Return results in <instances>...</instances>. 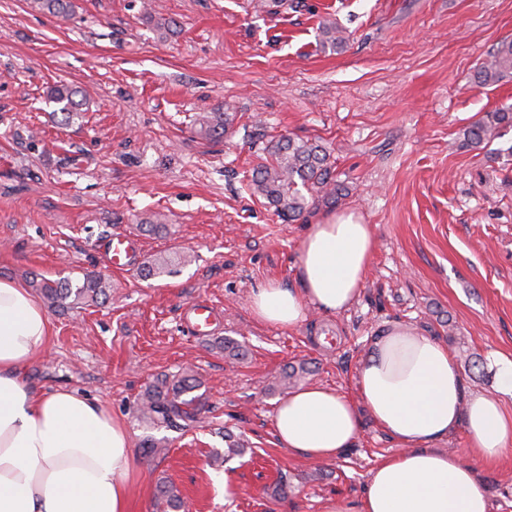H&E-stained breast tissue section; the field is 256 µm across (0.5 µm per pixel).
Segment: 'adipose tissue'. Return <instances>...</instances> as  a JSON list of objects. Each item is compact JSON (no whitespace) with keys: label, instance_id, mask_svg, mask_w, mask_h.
Masks as SVG:
<instances>
[{"label":"adipose tissue","instance_id":"obj_1","mask_svg":"<svg viewBox=\"0 0 512 512\" xmlns=\"http://www.w3.org/2000/svg\"><path fill=\"white\" fill-rule=\"evenodd\" d=\"M375 246L372 225L339 214L309 225L299 244L297 287L269 282L251 309L283 328L308 308L336 314L359 297ZM51 336L49 319L28 288L0 279V512H128L132 448L127 428L98 401L73 390L40 392L26 370ZM494 394H469L447 347L396 326L375 340L357 377L359 402L311 384L281 399L273 415L279 447L303 459H329L361 431V413L399 447L373 469L357 510L344 501L327 512H490L477 463L512 448V357L498 355ZM465 427L464 453L437 441Z\"/></svg>","mask_w":512,"mask_h":512}]
</instances>
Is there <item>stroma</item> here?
<instances>
[{"label": "stroma", "mask_w": 512, "mask_h": 512, "mask_svg": "<svg viewBox=\"0 0 512 512\" xmlns=\"http://www.w3.org/2000/svg\"><path fill=\"white\" fill-rule=\"evenodd\" d=\"M68 19L33 0H0V278L109 274L105 303L48 310L52 336L27 370L38 390H77L123 421L132 446L130 512H154L173 484L186 512H325L357 501L397 446L371 418L328 460L279 448L275 405L285 369L301 384L357 398L372 342L393 326L436 336L466 392L494 390V353H512V127L473 150L462 131L512 104V80L474 73L512 39V0H74ZM175 21L173 31L158 22ZM346 28L321 47L319 28ZM84 105L65 114L53 87ZM232 119L223 138L195 118ZM324 147L338 201L312 192L296 221L248 181L285 137ZM165 230L140 231L150 214ZM353 212L376 246L359 299L296 328L258 320L254 288L296 287L308 224ZM136 236L144 258L191 256L178 273L109 271L101 240ZM216 307L211 335L185 308ZM227 338L232 356L214 346ZM201 387L195 422L137 418L140 395L184 367ZM243 455L225 459L230 440ZM155 453H147V446ZM491 512H512V453L478 467Z\"/></svg>", "instance_id": "stroma-1"}]
</instances>
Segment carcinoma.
I'll use <instances>...</instances> for the list:
<instances>
[{"label":"carcinoma","mask_w":512,"mask_h":512,"mask_svg":"<svg viewBox=\"0 0 512 512\" xmlns=\"http://www.w3.org/2000/svg\"><path fill=\"white\" fill-rule=\"evenodd\" d=\"M40 10L54 17L66 19L74 10L73 0H35ZM346 42L342 31L330 25L321 26L320 44L337 49ZM512 80V40L502 42L488 60L474 74L482 86H494ZM76 92L66 86H56L50 99L63 104L62 111L74 112L79 103L73 99ZM227 120L224 113L211 112L202 117L200 130L209 137L222 136ZM512 127V105H504L487 113L463 130L464 146L483 149L501 136V129ZM325 192L331 197L336 193L331 175L329 156L318 145L289 138L270 151V160L258 166L252 176L253 193L272 204L276 211L295 220L303 216L307 202L301 189ZM187 263L186 256L159 254L143 265L142 274L159 277L172 274L177 267ZM34 288L51 309L63 311L77 307L95 306L108 295L112 281L101 273H90L78 283L68 280H33ZM200 386L197 375L187 370L179 375L164 377L150 385L140 398V418L152 424L173 426L179 421L192 422L196 418V398L191 393ZM182 504L178 490L172 485L158 488L155 498L157 512H175Z\"/></svg>","instance_id":"cac0c4a2"}]
</instances>
